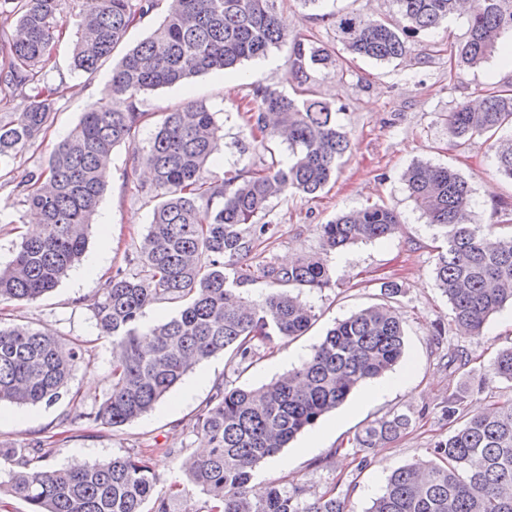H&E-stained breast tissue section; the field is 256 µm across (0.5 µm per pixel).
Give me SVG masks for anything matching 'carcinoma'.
<instances>
[{"instance_id": "1", "label": "carcinoma", "mask_w": 512, "mask_h": 512, "mask_svg": "<svg viewBox=\"0 0 512 512\" xmlns=\"http://www.w3.org/2000/svg\"><path fill=\"white\" fill-rule=\"evenodd\" d=\"M80 4L73 70L92 74L128 29L154 11L157 0H77ZM167 13L146 40L112 70L105 105L94 104L60 143L44 169L25 180V203L40 217V231L24 236L16 255L0 267V304L34 301L52 291L79 261L102 197L113 149L138 134L146 113L141 94L191 77L235 67L290 44L288 63L302 85L312 73L336 67L313 41L288 40L276 0H167ZM401 22L368 19L359 12L334 15L344 50L376 62L404 57L410 42L434 33L458 10V0H395ZM67 0H0V15L17 17L16 35L0 65V93L28 89L30 103L0 122V161L26 150L48 126L65 82L45 80L52 46L64 21ZM469 35L459 62L474 67L493 53L501 33L512 29V0H471ZM303 99L253 83L241 117L258 168L245 166L213 177L220 127L215 113L190 104L165 113L141 163L151 183L141 192L155 202L140 246L135 273L105 279L92 304L99 329L112 337V389L93 412L75 409L73 420L122 426L149 411L199 362L230 350L239 364L251 363L258 344L304 333L315 314L297 293L330 284L328 265L300 257L285 266L258 268L269 292L245 296L250 274L238 268L270 224L258 223L271 201L323 189L351 143L327 102L302 90ZM508 133L501 134V131ZM456 145L475 135L495 136L489 145L496 171L512 179V84L498 87L473 105L448 112ZM288 135V157L271 144ZM410 197L446 240L435 279L448 299L453 322L473 337L487 318L512 303V235L471 220L468 182L441 166L414 164L403 174ZM400 229L397 213L384 206L344 213L321 225L323 247L338 250L358 241L388 239ZM178 305L177 315L154 325L143 322L157 301ZM404 330L393 306L364 308L338 322L298 368L257 389L215 386L194 429L207 443L204 455L182 464L190 482L212 502L210 512H347L332 495L307 500L273 484L266 497L249 493L254 467L298 433L339 406L351 391L378 378L401 360ZM82 353L61 336L28 326H0V403L52 405L67 394ZM491 378L512 383V346L499 350ZM462 397L448 398L442 413L457 428L434 443L429 464L396 469L369 512H512V402L460 419ZM412 424L406 414L371 423L361 448L397 438ZM51 453L38 439L24 448H0V458L18 469L0 481L29 512H167L156 495L152 458L143 451L68 470L37 466Z\"/></svg>"}]
</instances>
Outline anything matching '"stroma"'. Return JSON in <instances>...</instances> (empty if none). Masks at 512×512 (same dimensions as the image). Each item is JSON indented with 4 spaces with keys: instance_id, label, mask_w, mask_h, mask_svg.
<instances>
[{
    "instance_id": "obj_1",
    "label": "stroma",
    "mask_w": 512,
    "mask_h": 512,
    "mask_svg": "<svg viewBox=\"0 0 512 512\" xmlns=\"http://www.w3.org/2000/svg\"><path fill=\"white\" fill-rule=\"evenodd\" d=\"M353 10L381 18L397 14L394 0H325L318 9L304 6L301 0H277V12L286 20L288 36L303 35L332 50L340 46L332 12ZM78 12V6L68 8L56 44L53 64L57 72L65 74L66 84L49 127L26 151L0 164L1 266L12 260L21 237L30 231L31 213L24 203L26 174L47 166L54 148L90 105L108 101L113 67L153 33L166 7L158 5L133 26L112 56L92 74L69 70ZM467 31V17L458 16L433 37L412 41L403 59L385 63L358 59L344 63L343 74L329 70L317 75L313 89L318 99L341 109L340 122L351 149L317 197L289 194L272 202L264 221L276 225V234L256 245L240 262L255 276L265 261L324 256L332 270L331 284L301 291L302 300L316 314L305 335L260 346L246 369L232 353L217 354L188 373V380L200 383L190 398H183V385H176L150 411L119 427L71 422L64 401L51 406L1 404L0 448H23L34 439L56 437L52 454L44 460L45 467L55 469L143 450L152 456L158 476L156 491L164 497L168 512H206L204 494L195 489L182 492L186 477L181 462L202 446L193 426L215 385L258 387L269 383L307 359L336 321L385 301L391 302L403 323L406 351L399 368L408 374L405 385L368 401L363 400L362 389L352 391L339 407L313 425L311 433L319 437L317 447H307L309 433L298 434L281 449L279 458L254 468L251 488L265 489L278 483L300 489L309 500L332 493L345 499L350 512H367L394 469L430 460L431 445L453 431V424L441 413L450 395L463 394L462 411L468 415L511 399L512 384L487 380L485 374L496 351L512 345V308L491 315L482 336L461 337L448 300L434 280L440 232L427 224L402 180L403 170L415 163L452 167L471 187L476 223L512 225V179L496 171L488 141L477 136L457 147L448 133V113L458 102L512 82V66L503 63L498 51L479 67L457 65L453 54ZM435 39L441 43L436 56L430 53ZM256 80L296 93L287 47L270 49L259 60L142 94L139 108L147 118L134 142L114 149L110 175L88 234L87 254L106 257L100 274L80 279L71 270L53 291L37 300L0 306L2 323L46 328L82 342L85 360L69 381L81 410L97 409L112 389V340L96 327L91 303L104 278L128 269L147 232L153 205L141 191L144 178L139 158L163 112L194 102L215 112L223 142L214 172L223 176L245 164L259 163L262 157L236 110ZM503 201L509 202L508 210L500 209ZM368 205L394 209L401 220L399 232L389 239L359 241L340 252L324 253L321 225ZM391 280L400 284L402 292L389 300L381 285ZM268 290L266 282L256 276L247 288L255 299ZM457 344L470 354L469 365L459 373L445 366L449 347ZM389 413L411 416L410 429L392 442L361 453L357 436L370 422Z\"/></svg>"
}]
</instances>
